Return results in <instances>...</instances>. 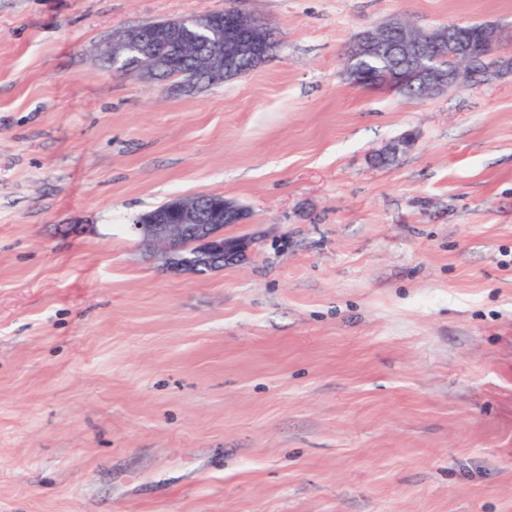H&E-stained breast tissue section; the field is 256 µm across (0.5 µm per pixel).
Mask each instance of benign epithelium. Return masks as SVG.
<instances>
[{
	"instance_id": "7a95c632",
	"label": "benign epithelium",
	"mask_w": 512,
	"mask_h": 512,
	"mask_svg": "<svg viewBox=\"0 0 512 512\" xmlns=\"http://www.w3.org/2000/svg\"><path fill=\"white\" fill-rule=\"evenodd\" d=\"M209 14L184 18L192 23L201 38L184 45L183 52L196 55L194 69L217 82L244 76L240 63L244 60L261 66L270 57L272 46L266 41L268 23L250 17L237 9L224 10V32L219 34L208 23ZM498 29L491 24L448 22L431 31L411 28L395 19L359 34L346 53L345 75L354 84L373 88L391 87L402 90L419 86L420 97L435 96L451 88L460 78L482 73L485 52L497 44ZM168 40L164 27L145 30L141 25L117 32L107 50L112 60L120 62L127 53L138 57L135 69L113 68L122 75L153 82L163 64L157 47ZM399 55L405 67L391 72L388 81L360 72V61L366 56ZM246 212L222 195L173 197L153 212L139 215L133 224L140 244L166 267L176 271L204 274L224 263L238 261L248 244L238 238L224 236V227L241 224Z\"/></svg>"
}]
</instances>
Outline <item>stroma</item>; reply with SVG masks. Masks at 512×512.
I'll list each match as a JSON object with an SVG mask.
<instances>
[{
	"mask_svg": "<svg viewBox=\"0 0 512 512\" xmlns=\"http://www.w3.org/2000/svg\"><path fill=\"white\" fill-rule=\"evenodd\" d=\"M227 8L275 32L245 76L97 59ZM392 19L498 62L351 83ZM208 194L243 259L146 261L135 218ZM0 512H512V0H0ZM499 38L498 29L491 24L451 21L447 26L421 31L395 19L355 38L346 53L344 73L352 83L376 89L391 87L399 91L418 85L423 91L420 98L431 97L451 88L464 76L474 78L482 73L485 52ZM493 50H488V58ZM392 54H398L406 66L392 71L387 82L360 73V61L373 55L378 57L364 60L361 66L382 77L396 63L381 57ZM168 40V31L165 27H156L152 30H145L142 25L132 26L118 31L113 37L107 50L112 54V59L103 56L104 61L112 66L113 72L142 80L153 82L157 80V72L163 64V58L159 54L157 47ZM186 40L180 38L171 39L164 44L161 54L168 59L165 65L158 73V78L163 80L172 76H177L184 68L190 66L191 62H185L176 47ZM135 52L138 57V66L135 69L116 68L112 65L115 61L119 63L127 53ZM173 58V60L169 58Z\"/></svg>",
	"mask_w": 512,
	"mask_h": 512,
	"instance_id": "35a3bbf8",
	"label": "stroma"
}]
</instances>
